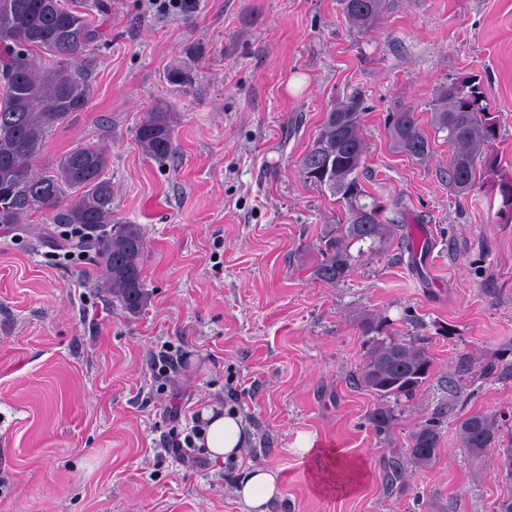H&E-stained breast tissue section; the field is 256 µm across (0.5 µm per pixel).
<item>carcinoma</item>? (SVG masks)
Segmentation results:
<instances>
[{
    "label": "carcinoma",
    "instance_id": "carcinoma-1",
    "mask_svg": "<svg viewBox=\"0 0 512 512\" xmlns=\"http://www.w3.org/2000/svg\"><path fill=\"white\" fill-rule=\"evenodd\" d=\"M351 26L363 32L375 27L387 0H339ZM99 37L76 0H0V160L14 161L16 172L0 171V225L5 229L27 223L35 212L53 215L56 224H78L86 236L76 247L98 248L103 279L123 305L136 311L148 299L140 267L145 238L136 224L112 222V185L103 177L108 155L99 145H79L52 166L39 165L46 136L75 112L85 111L92 94L89 82L91 50ZM363 95L355 90L327 113L312 145L299 161L305 180L330 191L342 206L341 222L325 235L322 259L313 277L327 284L347 278L355 256L351 248L370 242V252H384L408 221L400 202L376 207L375 197L360 180L366 143L360 133ZM436 132L448 143V188L467 196L497 173L494 142L497 119L489 112L484 88L463 79L438 88L431 102ZM388 131L396 150L417 162L432 153L431 139L410 108L392 112ZM136 140L151 158L161 162L172 153L170 113L159 107L148 114ZM499 213L512 218V181L498 184ZM399 238V237H397ZM412 265L429 249L427 241L399 238ZM385 319H369L363 331L372 338L360 380L380 404L370 413L376 431L391 420L385 400L410 397L427 381L432 361L415 340L384 338ZM461 446L476 459L498 443V416L474 412L457 425ZM440 422L431 419L410 436L403 465L425 468L437 454Z\"/></svg>",
    "mask_w": 512,
    "mask_h": 512
}]
</instances>
